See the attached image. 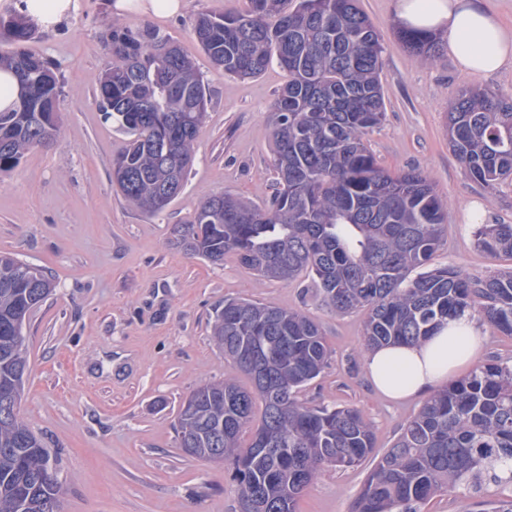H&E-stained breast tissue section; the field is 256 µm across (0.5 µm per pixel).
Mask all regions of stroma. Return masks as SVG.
<instances>
[{
	"label": "stroma",
	"mask_w": 512,
	"mask_h": 512,
	"mask_svg": "<svg viewBox=\"0 0 512 512\" xmlns=\"http://www.w3.org/2000/svg\"><path fill=\"white\" fill-rule=\"evenodd\" d=\"M113 0H79L57 31L36 32L27 48L51 62L60 86V132L0 172V252L43 268L56 285L23 329L28 372L20 415L47 448L63 493L59 512H239L223 464L185 454L174 429L180 403L200 381L238 379L211 337L215 309L228 299L304 311L322 328L328 366L301 392L310 404L355 407L370 423L375 452L359 465L327 467L299 512H351L364 481L416 413L420 400L394 402L366 379L364 311L332 312L310 275L290 283L255 276L234 255L213 266L188 254L172 230L206 196L230 193L265 204L276 191L271 106L287 80L278 65L256 78L216 69L192 32L202 11L243 10L247 0H183L173 16L115 15ZM382 45L379 79L385 118L366 137L393 172L420 169L447 203L446 242L432 267L474 277L512 269V257L477 246L468 214L512 224V183L487 191L448 146V108L464 88L512 96V68L482 76L461 70L448 51L417 58L400 38L396 0H359ZM146 25L176 41L208 90L207 119L182 193L158 215L130 205L111 182L128 137L104 121L97 87L111 58L106 24ZM506 492L440 494L420 512H490Z\"/></svg>",
	"instance_id": "1"
}]
</instances>
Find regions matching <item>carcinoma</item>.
<instances>
[{
	"mask_svg": "<svg viewBox=\"0 0 512 512\" xmlns=\"http://www.w3.org/2000/svg\"><path fill=\"white\" fill-rule=\"evenodd\" d=\"M248 0L243 12H201L192 31L228 75L259 76L276 62L288 81L273 104L278 188L260 208L230 194L200 201L176 230L184 250L214 265L234 254L258 276L288 282L306 272L338 313L364 308L366 349L416 344L465 312L512 336V270L473 278L428 268L444 241L446 205L427 174L394 173L365 144L384 119L382 47L358 0ZM35 25L0 16V53L17 98L0 112V171L59 131L58 80L26 50ZM429 60L439 37L402 30ZM112 63L98 96L105 119L129 136L112 166L124 199L157 215L181 193L205 120L207 91L192 61L159 30L112 22ZM448 145L466 174L487 189L512 180V99L463 89L448 112ZM477 244L512 255V224H481ZM54 290L45 272L0 253V512H59L60 486L49 453L19 414L27 370L16 329ZM211 336L249 376L198 386L181 404L180 445L203 458L221 449L238 487L240 512H298L326 467H352L373 452L360 410L312 406L299 393L326 367L330 350L306 314L250 301L216 310ZM263 406L253 424L256 403ZM251 432L247 447L241 435ZM493 483L512 490V366H478L434 391L369 474L353 512H417L441 493Z\"/></svg>",
	"mask_w": 512,
	"mask_h": 512,
	"instance_id": "cac0c4a2",
	"label": "carcinoma"
}]
</instances>
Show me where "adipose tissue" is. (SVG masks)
<instances>
[{
  "label": "adipose tissue",
  "instance_id": "1",
  "mask_svg": "<svg viewBox=\"0 0 512 512\" xmlns=\"http://www.w3.org/2000/svg\"><path fill=\"white\" fill-rule=\"evenodd\" d=\"M77 7V0H21L19 9L37 28L51 32ZM396 19L404 28L446 34L448 52L464 71L490 75L512 66V29L483 0H398ZM483 345L479 324L465 313L420 343L371 349L364 370L374 389L389 400L424 397L468 368Z\"/></svg>",
  "mask_w": 512,
  "mask_h": 512
}]
</instances>
